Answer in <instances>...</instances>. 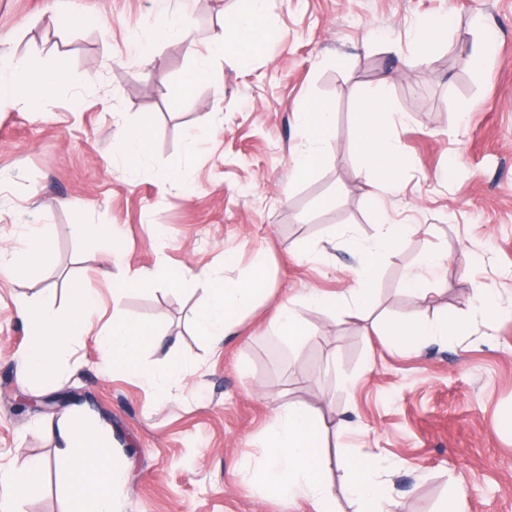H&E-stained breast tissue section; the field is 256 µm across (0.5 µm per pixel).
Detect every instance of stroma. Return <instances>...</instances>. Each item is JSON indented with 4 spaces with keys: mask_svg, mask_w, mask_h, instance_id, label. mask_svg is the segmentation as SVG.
Returning <instances> with one entry per match:
<instances>
[{
    "mask_svg": "<svg viewBox=\"0 0 512 512\" xmlns=\"http://www.w3.org/2000/svg\"><path fill=\"white\" fill-rule=\"evenodd\" d=\"M237 6L0 0V54L62 74L39 114L0 106V245H20L40 224L54 237L49 256L0 273V470L55 457L59 424L86 408L111 429V455L130 462L117 512H312L306 499L284 505L245 479L244 457L261 456L276 398L344 420L349 434L328 438L332 458L379 454L405 512H441L459 488L467 512H512V0H268L273 35L262 54H209ZM77 15L92 25H74ZM424 16L447 17L448 30L421 57L408 31ZM184 24L187 40L175 34ZM159 27L171 36L155 38ZM135 38L150 42L149 55ZM201 68L211 80L181 96ZM384 80L386 128L404 164L380 214L359 173L353 106ZM316 99L334 102L336 123L322 163L297 177L293 114ZM133 125L149 148L131 171L112 145ZM187 153L172 183L168 168ZM383 215L416 231L374 265L369 318L307 305L314 289L348 297L359 264L349 241L371 237ZM78 222L115 226L112 264L101 263L104 242L74 234ZM256 247L268 255L270 293L212 347L195 333L202 290L177 289L169 274L235 279ZM307 247L317 259L302 258ZM441 251L448 262L417 303L402 280ZM139 272L151 289L113 308L114 284ZM79 281L100 306L51 387L78 397L57 411L22 408L20 395L42 390L16 369L31 342L16 301L47 288L64 311ZM479 288L494 313L477 310ZM288 300L311 334L296 350L272 327ZM116 310L172 336L145 347L141 365L183 362L180 384L162 393L105 364L95 334ZM413 314L467 331L418 348L392 341L390 323Z\"/></svg>",
    "mask_w": 512,
    "mask_h": 512,
    "instance_id": "obj_1",
    "label": "stroma"
}]
</instances>
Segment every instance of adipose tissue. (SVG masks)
<instances>
[{
  "label": "adipose tissue",
  "mask_w": 512,
  "mask_h": 512,
  "mask_svg": "<svg viewBox=\"0 0 512 512\" xmlns=\"http://www.w3.org/2000/svg\"><path fill=\"white\" fill-rule=\"evenodd\" d=\"M264 5L265 0H242L230 25L229 41H215L214 52L230 51L239 56L261 53L269 37ZM5 66L12 71H24L25 82L21 85L0 82V100L22 98L32 113L39 111L43 94L61 79L58 71H27L21 62L13 59L6 61ZM390 111L388 89L379 85L358 101L355 112L362 173L371 188V198L377 202L394 190V175L403 165L401 154L382 132ZM334 123V109L324 101H312L297 112L296 127L305 147L293 158L296 174L311 171L323 159L322 145ZM406 232V226L384 221L372 237L353 241L352 246L361 258L358 286L351 291L356 309H364L368 303L372 267ZM53 244L48 226L34 227L21 247L0 250V270L11 272L31 264L47 255ZM172 280L179 287L203 288L202 304L194 314L196 334L219 344L232 335L241 315L267 293V258L263 251H255L248 273L236 280L194 274L185 269L175 272ZM16 308L32 337L31 345L17 357L18 369L24 374H37L44 384H51L65 352L75 340L77 328L92 322L97 311L96 290L88 284H79L70 313L65 317L55 313L41 294L18 299ZM389 331L403 342L423 345L440 337L463 334L465 328L414 316L392 322ZM97 336L105 361L125 369L135 367L144 344H159L164 340L158 329L117 312ZM345 429L343 421L328 423L321 412L301 404L290 402L273 407L262 456L245 466L250 483L271 491L282 502L303 497L310 501L314 512H335L332 485L326 477L324 439L327 432L340 434ZM60 438L64 448L54 460L34 459L20 470L0 474V483L9 488L10 501L22 499L51 472L57 471L68 478L69 512H115L112 492L122 482L124 470L104 452L109 445L108 436L78 417L61 426ZM343 467L346 488L357 505V512H399L401 502L376 457L349 458ZM88 474L97 479L96 491H89L83 481Z\"/></svg>",
  "instance_id": "1"
}]
</instances>
